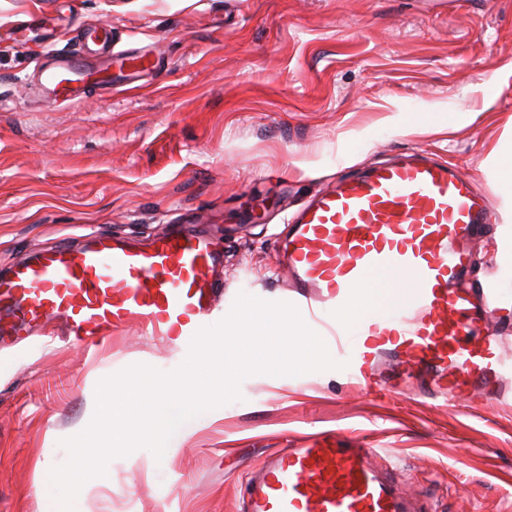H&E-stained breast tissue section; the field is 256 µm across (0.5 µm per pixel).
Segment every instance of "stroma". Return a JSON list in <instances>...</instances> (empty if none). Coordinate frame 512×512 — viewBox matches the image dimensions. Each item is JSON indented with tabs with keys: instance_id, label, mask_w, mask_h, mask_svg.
Here are the masks:
<instances>
[{
	"instance_id": "1",
	"label": "stroma",
	"mask_w": 512,
	"mask_h": 512,
	"mask_svg": "<svg viewBox=\"0 0 512 512\" xmlns=\"http://www.w3.org/2000/svg\"><path fill=\"white\" fill-rule=\"evenodd\" d=\"M112 27L117 57L156 69L78 104L41 97L43 52ZM423 151L470 176L496 223L472 242L512 329L506 216L492 160L512 155V0H0V274L35 248L94 230L149 242L168 225L224 236L223 321L240 294L281 302L287 217L339 177ZM298 376L253 374L192 419L162 457L111 458L74 512H236L239 483L278 448L333 430L375 440L431 512H512V400L466 415L417 386L373 401L346 357ZM130 325L89 350L0 351V512H58L50 468L96 412L100 381L187 359Z\"/></svg>"
}]
</instances>
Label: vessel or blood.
Returning <instances> with one entry per match:
<instances>
[{"instance_id": "obj_1", "label": "vessel or blood", "mask_w": 512, "mask_h": 512, "mask_svg": "<svg viewBox=\"0 0 512 512\" xmlns=\"http://www.w3.org/2000/svg\"><path fill=\"white\" fill-rule=\"evenodd\" d=\"M41 77L45 97L75 103L114 85L82 58L46 66ZM494 221L470 178L400 153L317 195L278 249L312 319L375 284L359 324L323 326L361 391L381 399L422 375L428 395L462 412L504 396L502 342L479 335L489 298L461 285L472 268L466 242ZM223 263L222 243L178 230L146 247L94 233L77 250L65 242L41 249L0 276V345L26 344L57 323L73 346L100 347L133 321L178 345L211 323L224 283L210 272ZM377 456L372 441L347 448L321 432L311 446L273 454L247 483L240 512H422Z\"/></svg>"}]
</instances>
